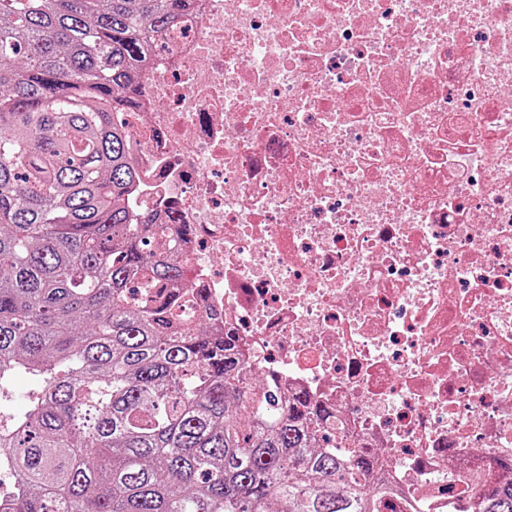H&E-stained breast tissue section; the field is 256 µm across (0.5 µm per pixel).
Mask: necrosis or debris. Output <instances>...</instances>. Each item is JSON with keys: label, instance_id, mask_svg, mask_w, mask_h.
Returning a JSON list of instances; mask_svg holds the SVG:
<instances>
[{"label": "necrosis or debris", "instance_id": "1", "mask_svg": "<svg viewBox=\"0 0 512 512\" xmlns=\"http://www.w3.org/2000/svg\"><path fill=\"white\" fill-rule=\"evenodd\" d=\"M158 42L128 205L210 332L373 450L388 512H470L512 472V0H190Z\"/></svg>", "mask_w": 512, "mask_h": 512}]
</instances>
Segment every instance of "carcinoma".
Instances as JSON below:
<instances>
[{"mask_svg":"<svg viewBox=\"0 0 512 512\" xmlns=\"http://www.w3.org/2000/svg\"><path fill=\"white\" fill-rule=\"evenodd\" d=\"M186 0H0V465L9 512H381L375 454L178 314L115 114ZM33 388L17 395L12 378ZM23 409L17 411V400ZM473 512H512V481Z\"/></svg>","mask_w":512,"mask_h":512,"instance_id":"carcinoma-1","label":"carcinoma"}]
</instances>
